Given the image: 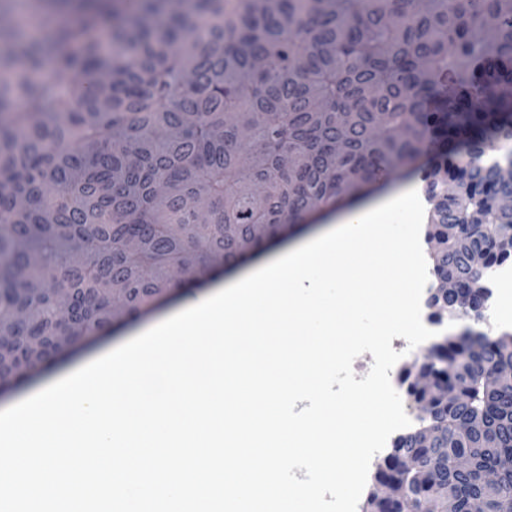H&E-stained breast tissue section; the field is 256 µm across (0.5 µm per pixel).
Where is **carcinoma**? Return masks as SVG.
Here are the masks:
<instances>
[{
  "instance_id": "carcinoma-1",
  "label": "carcinoma",
  "mask_w": 512,
  "mask_h": 512,
  "mask_svg": "<svg viewBox=\"0 0 512 512\" xmlns=\"http://www.w3.org/2000/svg\"><path fill=\"white\" fill-rule=\"evenodd\" d=\"M50 35L0 24V378L24 380L184 284L288 237L307 215L412 169L432 205L435 302L466 322L435 343L448 363L405 369L423 408L377 465L362 512H512V334L485 314L484 273L508 260L512 0H81ZM456 194H448V184ZM74 305L58 313L55 289ZM428 370L456 403L416 390ZM472 417L481 431H462ZM436 441L422 446V430ZM468 452L473 470L457 471ZM414 455L423 470L397 459Z\"/></svg>"
}]
</instances>
